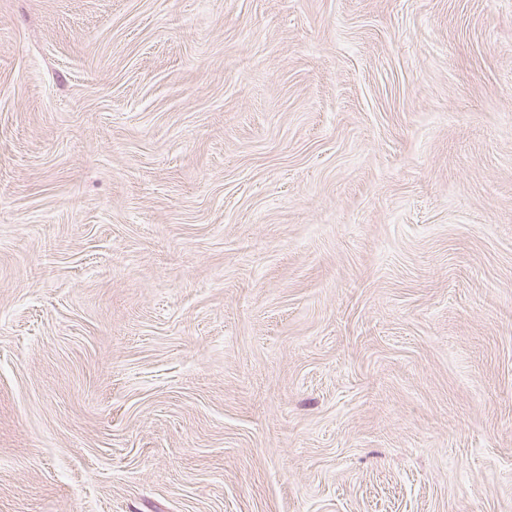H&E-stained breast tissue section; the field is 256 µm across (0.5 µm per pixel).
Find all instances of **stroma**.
I'll use <instances>...</instances> for the list:
<instances>
[{
    "instance_id": "stroma-1",
    "label": "stroma",
    "mask_w": 512,
    "mask_h": 512,
    "mask_svg": "<svg viewBox=\"0 0 512 512\" xmlns=\"http://www.w3.org/2000/svg\"><path fill=\"white\" fill-rule=\"evenodd\" d=\"M0 512H512V0H0Z\"/></svg>"
}]
</instances>
